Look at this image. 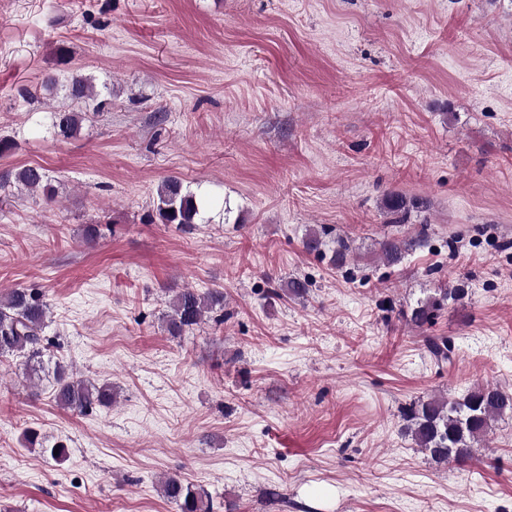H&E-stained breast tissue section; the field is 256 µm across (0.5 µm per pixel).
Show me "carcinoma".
<instances>
[{
    "mask_svg": "<svg viewBox=\"0 0 512 512\" xmlns=\"http://www.w3.org/2000/svg\"><path fill=\"white\" fill-rule=\"evenodd\" d=\"M64 91L70 104L53 109L50 119L57 136L68 139L104 103L98 100L94 85L83 78H72L64 85ZM12 184L33 193L40 192L49 199L55 195L47 171L40 166L25 165L1 171L0 189ZM423 206V199L418 197L390 193L383 198V208L394 215L403 216ZM199 216L196 196L183 190L179 179L171 177L158 186L149 221L188 229L197 223ZM380 254L385 263L397 265L404 259L405 248L395 240H386L380 243ZM463 293L461 288H436L411 308L406 321L417 328L429 325L448 301L458 300ZM168 307L165 330L179 337L201 324L208 314L224 309V289L210 288L205 292L174 289ZM48 319V304L38 290L10 288L0 295V357H25L31 361L26 366V376L32 382L40 380L42 362L38 358L52 345V340L45 338ZM53 379L55 401L64 410L88 415L112 406L114 393L110 383L79 376L61 363L56 364ZM507 415H512V394L488 383L473 387L462 398L430 396L403 410L406 432L417 449L432 462L445 465L451 460L475 456L493 424ZM160 491L180 512H212L209 493L182 478H164Z\"/></svg>",
    "mask_w": 512,
    "mask_h": 512,
    "instance_id": "1",
    "label": "carcinoma"
}]
</instances>
